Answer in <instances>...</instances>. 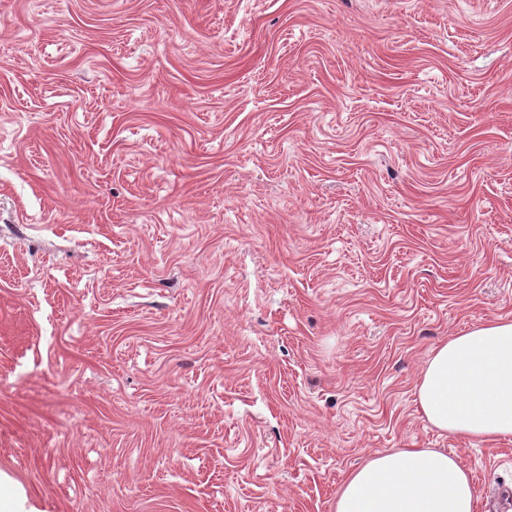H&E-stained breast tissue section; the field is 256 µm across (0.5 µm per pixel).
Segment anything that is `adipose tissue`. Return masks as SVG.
<instances>
[{
	"label": "adipose tissue",
	"instance_id": "ef3b65f1",
	"mask_svg": "<svg viewBox=\"0 0 512 512\" xmlns=\"http://www.w3.org/2000/svg\"><path fill=\"white\" fill-rule=\"evenodd\" d=\"M422 416L439 431L475 440L512 436V321L449 337L417 385ZM334 512H478L471 478L441 448L370 457L336 494Z\"/></svg>",
	"mask_w": 512,
	"mask_h": 512
}]
</instances>
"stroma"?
<instances>
[{
  "mask_svg": "<svg viewBox=\"0 0 512 512\" xmlns=\"http://www.w3.org/2000/svg\"><path fill=\"white\" fill-rule=\"evenodd\" d=\"M512 320V0H0V470L41 512H334Z\"/></svg>",
  "mask_w": 512,
  "mask_h": 512,
  "instance_id": "35a3bbf8",
  "label": "stroma"
}]
</instances>
